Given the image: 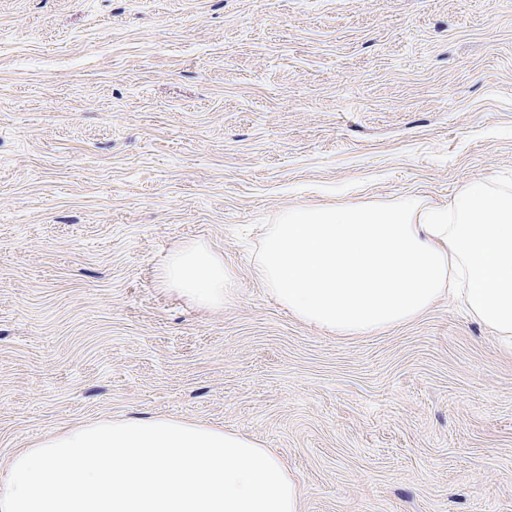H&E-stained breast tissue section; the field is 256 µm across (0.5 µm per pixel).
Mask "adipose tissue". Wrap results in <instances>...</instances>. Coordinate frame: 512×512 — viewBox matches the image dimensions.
<instances>
[{
	"label": "adipose tissue",
	"mask_w": 512,
	"mask_h": 512,
	"mask_svg": "<svg viewBox=\"0 0 512 512\" xmlns=\"http://www.w3.org/2000/svg\"><path fill=\"white\" fill-rule=\"evenodd\" d=\"M254 277L295 318L342 335L409 322L446 295L512 355V185L473 179L442 206L409 196L287 209ZM161 280L204 309L236 288L197 243L170 254ZM300 495L262 442L167 417L84 423L0 466V512H300Z\"/></svg>",
	"instance_id": "adipose-tissue-1"
}]
</instances>
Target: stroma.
I'll use <instances>...</instances> for the list:
<instances>
[{
	"label": "stroma",
	"instance_id": "stroma-1",
	"mask_svg": "<svg viewBox=\"0 0 512 512\" xmlns=\"http://www.w3.org/2000/svg\"><path fill=\"white\" fill-rule=\"evenodd\" d=\"M512 182V0H0V463L101 417L224 427L300 512H512V355L460 304L363 336L253 276L301 205ZM201 242L223 308L161 271ZM165 287L204 309L223 308L234 294V272L208 247L191 243L175 249L161 273Z\"/></svg>",
	"mask_w": 512,
	"mask_h": 512
}]
</instances>
